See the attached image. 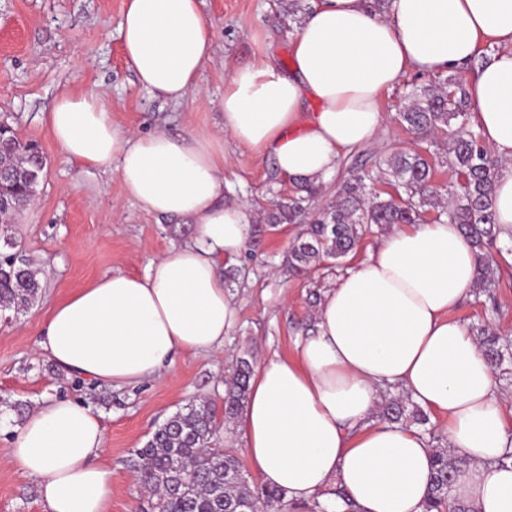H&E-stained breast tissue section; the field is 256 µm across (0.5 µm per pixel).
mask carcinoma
Masks as SVG:
<instances>
[{
  "label": "carcinoma",
  "instance_id": "cac0c4a2",
  "mask_svg": "<svg viewBox=\"0 0 512 512\" xmlns=\"http://www.w3.org/2000/svg\"><path fill=\"white\" fill-rule=\"evenodd\" d=\"M408 104L400 119L424 144L422 150L390 157L379 182L403 190L396 199L381 197L367 189L364 179L353 175L336 193L332 203L317 209L310 201L321 186L308 181L297 183V192L273 202L267 214L269 224H305L304 236L289 252V265L301 269L325 258L348 257L356 248L362 226L377 224H421L425 212L433 210L437 220L458 224L478 252L476 285H495V261L487 246L496 238L492 211V184L499 161L468 123L454 124L467 112L468 94L450 76L427 85H415L405 92ZM448 134L446 147L433 148L435 137ZM19 139L0 148V188L10 199V210L0 219L4 244L13 245L8 236V218L24 208L40 183L42 171L37 162L17 147ZM445 164L460 181V192L445 198L433 183L436 167ZM40 292L37 274L15 261L14 254L0 252V308L22 311L35 302ZM495 338L484 344L490 364H499L502 348ZM252 366L239 361L224 394V419L235 418L248 397ZM383 415L401 425L423 424L426 415L415 404L399 397L382 404ZM216 408L209 401L187 405L161 424L141 448L131 453L129 465L136 472L144 495L137 512H285L286 493L250 485L239 460L216 446ZM466 463L445 448L434 454V467L426 512H471L468 507L449 502L455 475Z\"/></svg>",
  "mask_w": 512,
  "mask_h": 512
}]
</instances>
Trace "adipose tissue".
Wrapping results in <instances>:
<instances>
[{"mask_svg":"<svg viewBox=\"0 0 512 512\" xmlns=\"http://www.w3.org/2000/svg\"><path fill=\"white\" fill-rule=\"evenodd\" d=\"M139 87L178 104L200 90L216 24L200 0H124L118 28ZM499 51L479 60L482 42ZM292 64L261 58L231 71L223 135H143L112 120L93 92L63 93L47 129L68 162L116 176L156 217L191 225L187 242L145 271L103 275L53 303L38 349L68 374L121 388L176 357L223 349L238 321L225 262L244 251L252 215L224 201V141L271 156L288 179L327 181L341 153L375 141L379 97L408 73L476 61V129L499 160L495 222L512 234V0H316L291 43ZM476 252L458 225L408 224L326 291L295 358L261 363L236 432L262 485L305 503L341 486L355 512H423L435 450L416 427L376 420L385 390L444 417L448 449L468 459L452 498L473 512H512V425L495 375L452 310L470 294ZM100 414L50 397L19 428L12 465L38 482L45 512H111Z\"/></svg>","mask_w":512,"mask_h":512,"instance_id":"obj_1","label":"adipose tissue"}]
</instances>
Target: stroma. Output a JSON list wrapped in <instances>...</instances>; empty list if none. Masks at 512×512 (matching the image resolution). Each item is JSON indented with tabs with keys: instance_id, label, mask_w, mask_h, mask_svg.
<instances>
[{
	"instance_id": "35a3bbf8",
	"label": "stroma",
	"mask_w": 512,
	"mask_h": 512,
	"mask_svg": "<svg viewBox=\"0 0 512 512\" xmlns=\"http://www.w3.org/2000/svg\"><path fill=\"white\" fill-rule=\"evenodd\" d=\"M123 3L0 0V119L22 141L38 144L46 159L37 198L14 224L15 256L36 272L41 291L29 309L0 315V512H44L36 480L15 470L9 454L22 423L15 405L31 412L50 396L90 404L101 414L107 432L102 460L112 469V512H134L142 490L128 463L132 450L193 401L205 398L223 408L237 359L257 366L276 356L294 358L324 292L366 260L385 234L368 227L355 254L295 272L288 253L302 225L265 222L274 196L288 193L290 181L278 174L271 158L225 141L224 199L249 204L260 231L227 265V287L239 318L223 351L178 357L163 379L112 389L67 375L44 356L36 342L54 301L113 271L142 274L149 259L187 240L181 225L128 199L118 178L67 162L45 126L44 112L62 93L93 91L111 100L115 123L141 133L204 127L219 135L223 115L217 102L230 71L268 52L281 68H289L290 44L298 33L277 0H203L218 28L214 58L201 76L202 92L176 105L152 98L127 67L117 34ZM405 104L402 86L382 95L385 121L378 139L341 154L337 177L325 182L321 203L333 199L337 178L348 171L373 174L391 155L416 149V138L398 120ZM496 246L502 252L498 285L489 292L472 288L452 316L468 331L486 324L512 340V264L506 260L512 236L498 238Z\"/></svg>"
}]
</instances>
